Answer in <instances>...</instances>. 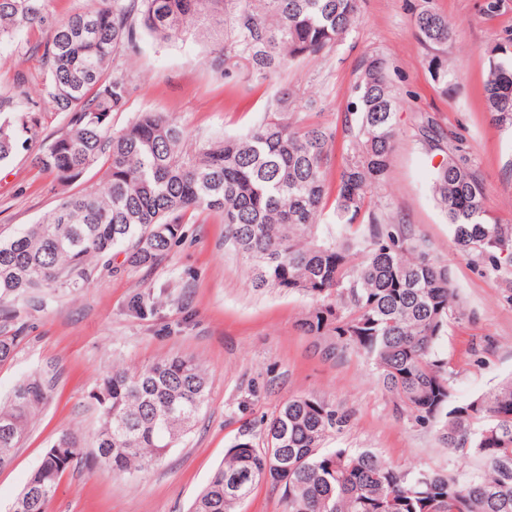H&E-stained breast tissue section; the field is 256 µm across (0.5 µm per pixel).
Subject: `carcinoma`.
<instances>
[{
	"mask_svg": "<svg viewBox=\"0 0 512 512\" xmlns=\"http://www.w3.org/2000/svg\"><path fill=\"white\" fill-rule=\"evenodd\" d=\"M221 16L224 41L207 64L224 78L245 62L266 79L286 65L316 57L346 39L358 22L357 0H91L61 21L45 0H0V46L40 28L46 38L29 51L46 75L40 101L17 74L0 108V161L31 149L47 106L65 126L34 156L61 188L57 205L37 223L0 240V321L14 318L9 301L35 299L44 288H82L94 262L124 255L130 268L152 267L182 235L186 216L220 215L225 238L251 264L253 288H278L309 297L301 319L312 336L332 334L336 357L363 353L396 410L436 428L448 467L406 468L369 450H322L327 434L347 415L311 396L288 399L265 428L263 448L240 440L224 455L191 512H236L257 484L282 491L288 512H512V377L473 400L452 404L447 362L436 346L450 321L466 317L449 273L391 213L371 209L373 191L387 180L398 138L401 99L386 58L363 61L344 113L349 137L334 168L336 134L295 112L288 87L267 102L263 120L246 133L204 145L161 112L143 111L119 131L112 113L126 110L128 81L118 57L143 36L168 43L190 34L206 42L202 20ZM427 49V69L448 92L445 57L455 30L429 6L413 19ZM483 83L492 125L512 128V52L495 47ZM414 135L433 166L432 196L447 218L461 254L494 268L512 265V225L490 216L481 173L433 119L417 117ZM90 188L70 187L90 168ZM332 212L337 236L320 223ZM22 328L0 336V364L14 357ZM53 385L43 376L21 380L0 401V468L13 459L47 404ZM208 369L171 356L137 371L114 367L92 394L99 426L92 446L65 432L51 445L62 459H43L29 475L12 512H47L63 473L82 461L115 474L142 472L161 462L200 414ZM46 490L29 499L31 486Z\"/></svg>",
	"mask_w": 512,
	"mask_h": 512,
	"instance_id": "obj_1",
	"label": "carcinoma"
}]
</instances>
